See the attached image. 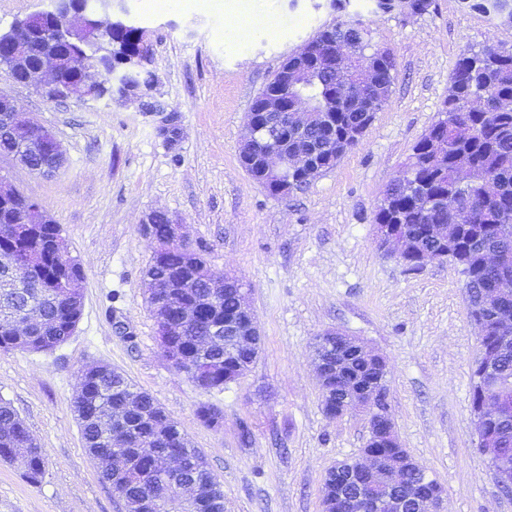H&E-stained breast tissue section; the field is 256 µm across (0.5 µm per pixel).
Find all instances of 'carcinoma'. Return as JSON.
Wrapping results in <instances>:
<instances>
[{
  "mask_svg": "<svg viewBox=\"0 0 512 512\" xmlns=\"http://www.w3.org/2000/svg\"><path fill=\"white\" fill-rule=\"evenodd\" d=\"M484 14L507 15L512 21V0H461ZM75 48L84 51L101 69L98 83L88 93L101 99L120 100L127 89H152L155 76L143 67L127 73L121 86L113 88L112 70L120 65L127 49L146 50L144 31L131 26L112 39L84 42L72 38ZM312 63L286 87L288 99L300 102L312 113L306 130L280 132L265 145L292 154L303 149L317 151L318 162L332 168L360 144L351 133H364L375 112L389 100L397 75V63L389 54L374 55L376 75L366 93L360 91V78L347 67L372 49L369 32L358 20H346L322 27L307 43ZM337 48L346 57L332 68L318 65ZM444 117L433 124L413 147L403 174L391 181L375 214L377 224H396L416 237L424 250H436L425 230L430 224H455L458 239L448 261L460 268L470 299V315L487 319L485 345L504 350L500 370L512 377V344L498 337L494 317L512 315V299L492 295L503 275L512 276V50L496 45L478 52L460 54L452 75V87L444 103ZM25 134L0 129V152L21 147ZM24 198L11 207L0 206V281L18 278L21 291L0 290V351L41 352L69 338L82 314V293L68 287V269L78 265L70 254L59 225L50 220L35 224L27 233H15L11 223L18 216ZM491 249L503 256V264H484L480 251ZM18 253L24 269L12 270L4 257ZM208 264L201 250L180 244L160 257L151 258L145 270L148 282L169 287L182 305L196 304L193 315H182L179 308L164 309V316L183 325L179 336H162L160 344L172 366L188 374L204 390H222L233 382L224 378V359L249 362V356L232 355L212 332L236 316L239 294L233 290L209 302L212 289L202 275L188 281L179 275ZM36 304L44 312L45 329L16 334L13 315ZM80 389L74 409L86 450L103 474L112 480V492L124 501L128 512H150L143 502L160 497L172 509L183 512H224V491L212 474L203 454L194 448L176 422L147 392L135 388L120 371L87 368L78 375ZM495 399L502 414L487 422L496 437L500 458L512 465V386L500 388ZM198 417L209 427H217L221 413L202 405ZM164 424L154 435L150 421ZM101 424L124 426L134 437L149 442L137 448L102 441ZM178 451L189 466L186 480L196 488L195 498L184 503L178 487L163 480V460ZM0 460L18 463L25 475L38 481L44 471L45 455L31 438L24 422L10 403L0 399Z\"/></svg>",
  "mask_w": 512,
  "mask_h": 512,
  "instance_id": "1",
  "label": "carcinoma"
}]
</instances>
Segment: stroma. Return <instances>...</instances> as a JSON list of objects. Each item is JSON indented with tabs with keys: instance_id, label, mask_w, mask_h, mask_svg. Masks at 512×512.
Segmentation results:
<instances>
[{
	"instance_id": "obj_1",
	"label": "stroma",
	"mask_w": 512,
	"mask_h": 512,
	"mask_svg": "<svg viewBox=\"0 0 512 512\" xmlns=\"http://www.w3.org/2000/svg\"><path fill=\"white\" fill-rule=\"evenodd\" d=\"M264 5L266 31L244 43L234 15ZM146 28L157 93L182 114L169 148L156 119L134 105L55 102L0 67V92L50 130L66 162L54 176L0 155V175L38 201L80 263L83 312L53 352H0V399L45 453L31 482L0 461V512H125L86 452L73 401L78 374L107 364L150 393L224 489L226 512H322L326 470L357 456L368 417L328 418L312 344L337 328L387 360V387L404 448L446 490L445 512H512L478 444L471 399L480 352L466 288L449 262L406 271L377 247L374 218L389 182L439 119L463 51L512 49V21L435 0L422 15L376 0H177L158 11L125 0ZM357 19L398 76L360 145L301 192H267L240 162L253 99L320 27ZM183 224L213 269L247 287L261 333L257 359L224 390L207 392L172 367L159 343L143 272L154 245L140 233L152 211ZM217 407L213 428L197 415Z\"/></svg>"
}]
</instances>
